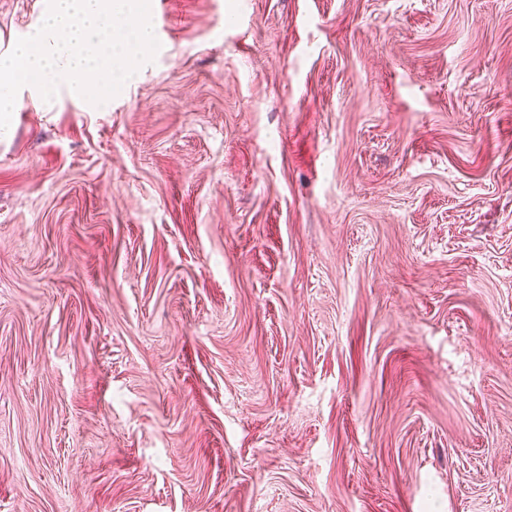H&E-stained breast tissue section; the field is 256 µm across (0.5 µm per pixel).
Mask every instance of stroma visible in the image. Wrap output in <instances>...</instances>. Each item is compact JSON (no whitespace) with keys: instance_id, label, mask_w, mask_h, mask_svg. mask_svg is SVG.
Here are the masks:
<instances>
[{"instance_id":"35a3bbf8","label":"stroma","mask_w":512,"mask_h":512,"mask_svg":"<svg viewBox=\"0 0 512 512\" xmlns=\"http://www.w3.org/2000/svg\"><path fill=\"white\" fill-rule=\"evenodd\" d=\"M150 9L0 139V512H512V0Z\"/></svg>"}]
</instances>
